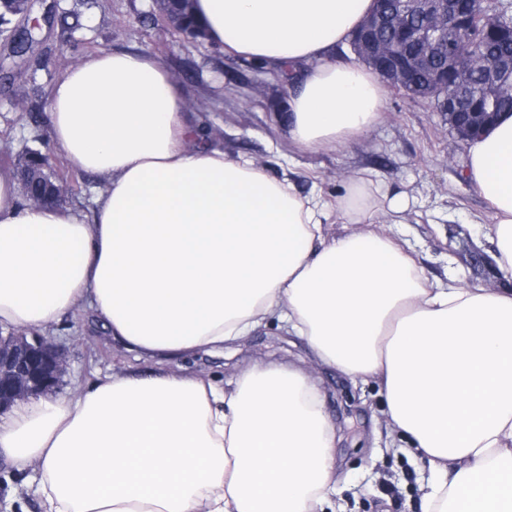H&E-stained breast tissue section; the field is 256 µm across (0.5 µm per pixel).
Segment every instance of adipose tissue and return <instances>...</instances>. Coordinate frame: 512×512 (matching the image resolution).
<instances>
[{
    "instance_id": "1",
    "label": "adipose tissue",
    "mask_w": 512,
    "mask_h": 512,
    "mask_svg": "<svg viewBox=\"0 0 512 512\" xmlns=\"http://www.w3.org/2000/svg\"><path fill=\"white\" fill-rule=\"evenodd\" d=\"M372 0H194L210 43L288 71V134L337 147L380 122L385 89L331 54ZM50 131L99 177L91 211L25 202L0 171V328L48 332L76 307L145 358L219 352L269 323L314 363L379 383L426 462L427 512H512V113L468 143L506 288L422 275L388 232L409 207L359 174L335 204L200 143L156 57L101 49L54 82ZM346 232L325 236L328 219ZM336 428L301 368L226 385L115 374L0 415V454L36 467L42 512H325Z\"/></svg>"
}]
</instances>
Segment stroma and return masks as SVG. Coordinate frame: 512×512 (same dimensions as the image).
I'll use <instances>...</instances> for the list:
<instances>
[{
	"mask_svg": "<svg viewBox=\"0 0 512 512\" xmlns=\"http://www.w3.org/2000/svg\"><path fill=\"white\" fill-rule=\"evenodd\" d=\"M155 0H57L58 20L38 28L24 63L11 57L0 38V170L12 168L23 149L49 155L52 164L67 160L52 140L48 120L33 122L17 108L24 94L42 107L62 71L81 56L100 49L147 52L176 75L190 121L206 126L208 142L229 157H245L273 177H289L305 194L332 203L349 174L408 195L405 223L393 225L414 245L417 264L427 278L454 275L463 285L495 291V251L487 239L490 213L480 194L463 178L466 145L450 131L431 101L411 99L388 89L382 121L359 141L339 148L308 150L288 136L282 112L289 84L259 72L244 57L229 56L211 45H191L170 30L144 24ZM48 336L65 347L69 368L58 394L110 374L153 371L134 361L107 329L86 311L64 316ZM257 361L291 363L312 370L326 392V412L340 442L335 448L336 489L329 498L342 512H423L424 461L397 448L398 436L375 381L362 382L313 367L300 339L276 326L257 331L238 347L182 361L189 373L223 383ZM32 471H19L0 459V512H15L24 500L28 512H41L31 486Z\"/></svg>",
	"mask_w": 512,
	"mask_h": 512,
	"instance_id": "1",
	"label": "stroma"
}]
</instances>
